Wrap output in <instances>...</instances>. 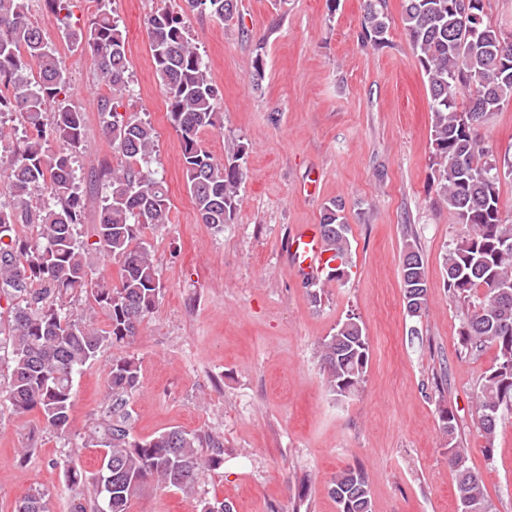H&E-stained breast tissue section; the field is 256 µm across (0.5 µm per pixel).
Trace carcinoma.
<instances>
[{
	"label": "carcinoma",
	"mask_w": 512,
	"mask_h": 512,
	"mask_svg": "<svg viewBox=\"0 0 512 512\" xmlns=\"http://www.w3.org/2000/svg\"><path fill=\"white\" fill-rule=\"evenodd\" d=\"M97 2L87 29L69 38L95 57L97 82L108 90L98 110L122 159L99 171L109 192L88 237L80 232L84 199L74 169L84 146V112L62 97L68 84L65 63L31 21L29 0H0V115L17 112L32 127L10 157L0 156V178L9 188L0 201V301L8 313L0 321L7 367L0 399L19 417L38 411L62 435L68 430L74 375L104 349L133 343L142 322L157 309L163 287L143 236L170 221L166 183L146 166L156 151L155 129L134 113L117 111L116 94L126 89L130 69L125 37L107 0ZM183 2L177 11L163 8L147 19L150 50L181 141L187 191L201 223L222 231L239 204L244 147L218 162L202 144V133L217 126L221 95L185 16L196 12L227 22L237 0ZM403 2L404 29L427 79L433 186L462 227L444 257L448 292L463 302L479 296L462 324V344L496 353L479 385L478 430L490 455L499 425L512 416V220L502 216L501 177L479 127L512 102V40L491 23L485 0ZM471 12L482 17L476 30ZM362 27L373 44L385 42L387 0H364ZM49 109L53 121L46 128L41 118ZM52 140L58 150L51 154ZM344 211L345 204L333 199L320 222L325 245L338 262L328 275L332 280L343 278L351 255ZM91 252L120 264L118 281L92 272L86 261ZM402 291L408 316L422 317L428 303L424 263L402 264ZM81 294L107 312V327L74 315L70 304ZM368 361V338L354 317L339 322L320 343L325 384L339 399L358 393ZM139 372L133 356L112 359L102 422L84 439L83 447L103 449L91 474L96 512H129L132 498L147 485L191 490L223 461L224 442L212 433L173 426L147 439L133 436L128 403L139 390ZM439 422L448 438L457 512H492L482 478L468 466L453 412L439 408ZM206 448L212 453H204ZM67 478L71 512H85L77 492L82 473L69 469ZM329 492L340 512H372L369 484L359 468L337 472ZM14 512H49L46 495L25 496Z\"/></svg>",
	"instance_id": "carcinoma-1"
}]
</instances>
